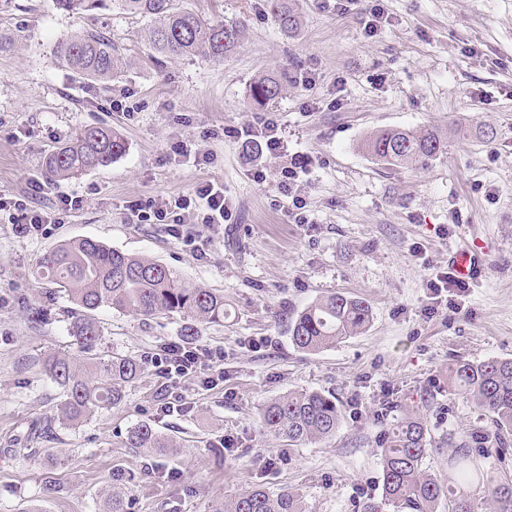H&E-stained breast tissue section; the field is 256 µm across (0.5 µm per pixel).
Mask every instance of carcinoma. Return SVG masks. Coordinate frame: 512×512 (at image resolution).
<instances>
[{"mask_svg":"<svg viewBox=\"0 0 512 512\" xmlns=\"http://www.w3.org/2000/svg\"><path fill=\"white\" fill-rule=\"evenodd\" d=\"M266 2L283 33L298 30V0ZM55 5L81 16L87 24L80 33L56 41L53 56L63 66L105 84L120 76L125 65L111 34L98 24L103 12L114 5L129 15L150 20L149 44L155 58L202 56L220 63L245 36L242 23H226L180 9L175 0H55ZM280 91L278 76H262L250 86V103L263 107ZM366 148L389 166L424 168L448 152V138L432 128L384 129L368 140ZM125 151L123 136L112 126L89 124L46 159L44 174L51 181L74 178L112 164ZM35 275L58 285L80 311L70 323L69 336L85 355L87 366L58 354L50 355L45 363L47 377L63 390L53 419L65 426L80 425L120 404L126 388L143 372L141 361L132 355L93 354L103 336L94 312L109 308L145 317L175 313L184 321L180 338L189 343L196 341L203 326L224 321V294L191 285L159 262L123 253L92 238L56 245L40 259ZM371 316L372 309L365 300L334 292L292 314L288 333L294 347L316 352L362 332ZM448 389L463 394L488 413L494 427L492 433L478 431L461 438L455 455L460 478L472 481L483 477L491 512H512V477L499 480L485 473L470 453L472 448H492L500 462L512 460V359H458L449 369ZM260 420L269 433L292 445L334 436L343 412L336 396L305 391L267 402L260 409ZM126 444L158 453L176 447L144 421L127 431ZM379 448L380 494L362 501L358 512H438L443 499L448 501V512H478L476 501L461 492L457 483L450 481L445 486L423 468L430 441L421 418H401L383 433ZM130 510L125 494L112 491L108 512ZM210 512H305V507L300 494L291 488L273 492L256 485L228 500L215 499Z\"/></svg>","mask_w":512,"mask_h":512,"instance_id":"obj_1","label":"carcinoma"}]
</instances>
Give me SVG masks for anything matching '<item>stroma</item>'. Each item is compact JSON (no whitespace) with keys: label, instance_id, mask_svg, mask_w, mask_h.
Listing matches in <instances>:
<instances>
[{"label":"stroma","instance_id":"obj_1","mask_svg":"<svg viewBox=\"0 0 512 512\" xmlns=\"http://www.w3.org/2000/svg\"><path fill=\"white\" fill-rule=\"evenodd\" d=\"M177 4L243 22L246 37L220 64L159 63L148 56L145 20L112 10L102 22L129 69L105 87L52 55L57 39L84 27L82 18L54 0H0V32L15 40L0 53V197L30 198L55 220L48 234L20 238L10 210L0 211V512H101L118 487L133 512H209L214 498L256 484L296 490L307 512H354L359 496L379 490L382 434L408 413L432 439L424 468L447 482L449 436L491 425L472 401L449 392V362L512 359V0H381L389 21L371 35L368 0L343 10L298 0L302 25L289 36L265 0ZM306 70L315 75L307 87L297 82ZM276 71L289 74L280 96L252 107L251 83ZM124 97L133 111L113 109ZM270 114L288 151L262 154L259 184L240 141L206 133ZM94 123L120 131L125 153L46 183L44 158ZM484 126L496 130L494 140L478 136ZM424 127L448 136L447 154L424 169L385 165L363 147L382 129ZM182 147L208 153L209 164L194 165ZM295 152L310 159L298 180L306 224L295 223L277 191ZM204 180L223 184L233 213L231 224L210 230L207 257L129 211ZM63 196L78 197L79 208L58 214ZM84 237L223 291L224 321L204 326L199 339L223 349V384L186 382V411L162 412L151 358L179 336L182 319L101 309L98 354L135 356L144 372L120 405L81 427L54 421L63 392L43 363L54 351L75 354L68 328L77 307L34 269L46 251ZM464 245L486 254L487 275L430 301L427 280L448 271L449 252ZM332 292L367 301L369 326L321 351L297 350L289 316ZM259 338L267 347L244 348ZM302 390L336 394L344 420L335 436L291 447L260 426L258 413L265 401ZM142 421L172 437L176 453L127 447L128 429ZM224 436L235 445L220 453L214 444ZM21 448L31 456H18ZM44 448L53 461L43 460ZM270 456L276 463L268 467ZM51 483L56 492H47Z\"/></svg>","mask_w":512,"mask_h":512}]
</instances>
